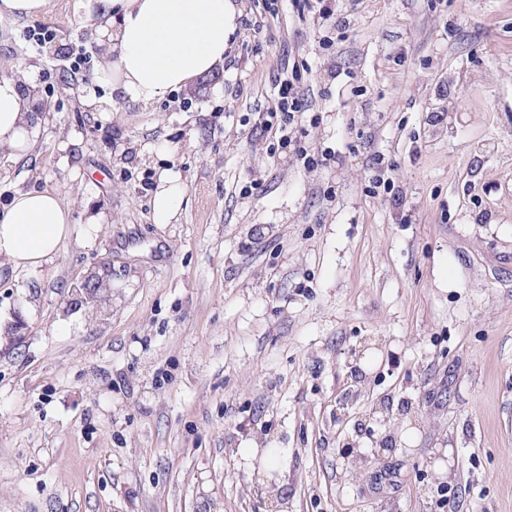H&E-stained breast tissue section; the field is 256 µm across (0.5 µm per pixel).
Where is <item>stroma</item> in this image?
<instances>
[{
  "mask_svg": "<svg viewBox=\"0 0 512 512\" xmlns=\"http://www.w3.org/2000/svg\"><path fill=\"white\" fill-rule=\"evenodd\" d=\"M235 3L223 66L152 104L95 82L108 37L70 0L0 20L41 116L0 204L104 215L0 278V512H512V0H342L333 44ZM298 60L315 168L255 131ZM93 269L111 294L74 303ZM181 196L182 188L178 180L168 172H163L152 199L155 223H170L179 207Z\"/></svg>",
  "mask_w": 512,
  "mask_h": 512,
  "instance_id": "stroma-1",
  "label": "stroma"
}]
</instances>
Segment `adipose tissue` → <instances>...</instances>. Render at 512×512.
<instances>
[{"mask_svg": "<svg viewBox=\"0 0 512 512\" xmlns=\"http://www.w3.org/2000/svg\"><path fill=\"white\" fill-rule=\"evenodd\" d=\"M74 7L110 34L98 81L146 104L222 65L237 14L232 0H74ZM38 119L27 78L0 74V150L14 157L29 152ZM101 219L93 210L79 226L57 193H16L0 207V272L50 264L69 238L95 235Z\"/></svg>", "mask_w": 512, "mask_h": 512, "instance_id": "adipose-tissue-1", "label": "adipose tissue"}]
</instances>
